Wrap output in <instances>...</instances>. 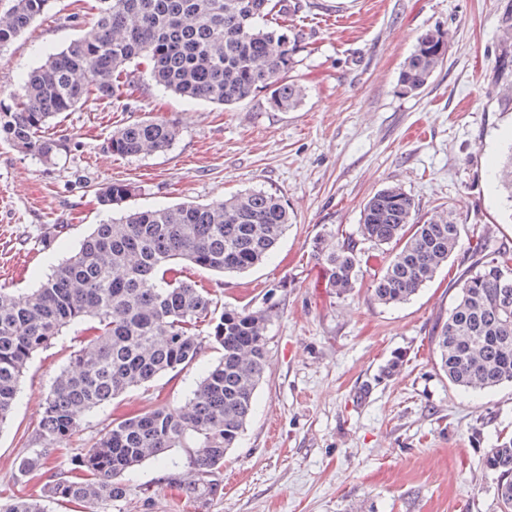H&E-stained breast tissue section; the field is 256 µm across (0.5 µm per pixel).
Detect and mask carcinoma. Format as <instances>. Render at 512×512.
I'll list each match as a JSON object with an SVG mask.
<instances>
[{
	"label": "carcinoma",
	"instance_id": "carcinoma-1",
	"mask_svg": "<svg viewBox=\"0 0 512 512\" xmlns=\"http://www.w3.org/2000/svg\"><path fill=\"white\" fill-rule=\"evenodd\" d=\"M93 26L27 75L14 102L0 100V141L53 161L67 150L65 136L49 137L52 122L89 100L119 98L135 75L136 59L150 66L155 83L183 97L224 106L260 92L277 111L296 109L301 87L287 74L300 44L288 17L294 0H96ZM51 0H0V49L37 18ZM447 33L421 35L400 75L403 93L421 89L441 66ZM176 137L170 123L147 117L126 124L107 140L115 156L167 151ZM512 199V149L495 171ZM135 187L109 182L98 204L120 209L99 224L80 249L58 265L23 301L0 287V425L11 416L20 380L34 353L63 329L78 326L84 346L56 376L45 396L36 440L41 448L19 471L38 479L56 451L70 446L85 416L120 394L195 362L212 342L221 357L204 373L192 397L176 408H157L113 421L88 452L22 497L0 501V512H48L61 499L108 512L128 485L122 476L146 461H165L189 449L198 470L220 473L224 454L237 444L252 414L266 362L268 308L229 309L215 315L210 294L184 279L183 265L244 273L268 260L288 229L287 202L272 190L208 204L124 209ZM68 225L52 224L41 238L48 250ZM463 220L453 209L423 219L412 195L389 186L361 211L359 236L392 246L373 280L384 306L408 302L435 277L462 241ZM470 264L457 280L448 316L433 336L436 365L455 387L477 393L512 382V247L488 243L472 228ZM325 287L337 295L356 288L357 241L328 234L316 245ZM486 467L496 475L500 512H512V439L495 440Z\"/></svg>",
	"mask_w": 512,
	"mask_h": 512
}]
</instances>
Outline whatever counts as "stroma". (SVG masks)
I'll return each instance as SVG.
<instances>
[{"label": "stroma", "instance_id": "obj_1", "mask_svg": "<svg viewBox=\"0 0 512 512\" xmlns=\"http://www.w3.org/2000/svg\"><path fill=\"white\" fill-rule=\"evenodd\" d=\"M293 18L302 48L291 73L302 104L272 110L265 94L221 107L156 86L144 60L118 99L64 113L54 133L69 149L47 164L0 142V286L16 296L38 287L112 215L102 185L133 184L134 208L208 203L253 189L276 190L292 222L272 257L241 274L191 269L219 308H272L267 358L255 408L224 457L223 491L184 498L166 485L167 465L148 461L111 512H499L485 456L512 437V383L482 393L451 385L435 365L432 336L447 317L454 281L467 265L458 248L447 266L405 304L386 307L372 279L386 249L362 243L356 288L324 286L314 242L333 232L357 238L365 201L398 185L422 217L449 207L464 224L512 245V203L494 172L512 142V42L498 36L512 0H302ZM94 0H54L0 51V99L17 92L46 55L66 48L94 19ZM448 34L444 62L414 94L399 78L419 36ZM145 116L177 132L170 149L120 158L105 149L113 130ZM69 230L51 249L44 228ZM82 346L76 328L34 354L8 424L0 428V495L22 496L18 471L35 453L43 400ZM220 356L196 362L95 409L51 473L86 452L114 419L179 407ZM392 373H384L389 361Z\"/></svg>", "mask_w": 512, "mask_h": 512}]
</instances>
